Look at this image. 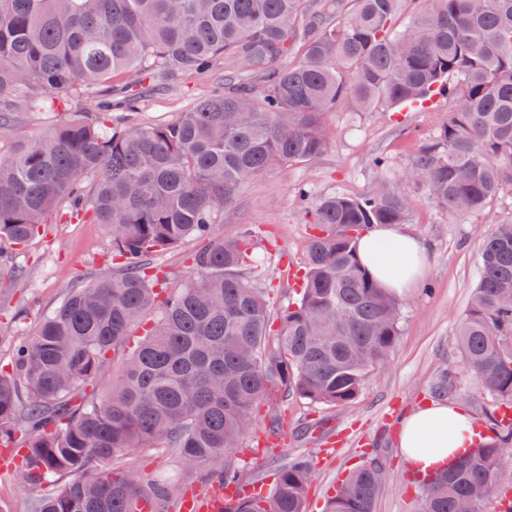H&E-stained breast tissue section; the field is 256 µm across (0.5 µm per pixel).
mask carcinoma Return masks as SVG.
Segmentation results:
<instances>
[{"label": "carcinoma", "instance_id": "obj_1", "mask_svg": "<svg viewBox=\"0 0 512 512\" xmlns=\"http://www.w3.org/2000/svg\"><path fill=\"white\" fill-rule=\"evenodd\" d=\"M344 19L308 0H0V240L24 247L46 224H103L121 272L74 288L0 372V450L33 490L31 512H161L121 460L172 449L184 470L232 488L224 512H305L313 463L273 465L264 490L236 461L256 407L293 396L353 402L400 334L398 299L360 262L357 242L402 224L412 199L380 179L358 197H321L298 298L270 320L251 232L211 235L256 177L310 162L329 146L323 115L451 102L439 137L408 177L462 218L512 191V0H427L400 31L404 0H354ZM299 60L282 64L296 46ZM224 59V89L163 124L118 127L75 112L112 79L160 83ZM45 119L15 134V115ZM187 239L186 282L170 286L153 255ZM480 277L458 325L473 378L499 402L489 432L455 464L415 481L420 512H457L498 494L512 457V216L482 242ZM161 307L121 364L111 356ZM442 370L432 392L448 395ZM381 468L357 465L326 512H374Z\"/></svg>", "mask_w": 512, "mask_h": 512}]
</instances>
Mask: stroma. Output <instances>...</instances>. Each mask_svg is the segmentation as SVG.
<instances>
[{
	"label": "stroma",
	"mask_w": 512,
	"mask_h": 512,
	"mask_svg": "<svg viewBox=\"0 0 512 512\" xmlns=\"http://www.w3.org/2000/svg\"><path fill=\"white\" fill-rule=\"evenodd\" d=\"M224 78L223 63L205 74L166 84L144 80L143 94L129 123H164L191 109ZM451 108L439 98L431 111L405 112L378 108L352 111L341 104L323 123L330 146L318 159L288 164L257 177L215 224L216 236L230 238L248 230L265 267L258 275L268 293L272 317L296 298L297 280L305 265L311 228L303 215L298 190L313 198L364 194L379 178L371 159L387 158L390 175L403 184L413 201L404 224L427 247L429 269L417 288L401 297V331L388 360L376 368L352 403L313 407L288 397L261 404L251 435L268 431L272 417L284 418L288 434L280 439L281 455H305L314 462L306 512H324L325 500L362 460L375 458L381 482L375 512H420V498L408 482L411 469L400 450L404 419L430 403V388L441 370L458 375L449 403L467 408L485 423L496 401L483 392L463 364L456 331L480 274V246L501 218L512 215V195L503 194L482 213L456 219L433 206L423 187L407 182L412 156L433 142ZM112 240L104 225L71 222L48 225L22 249L0 241V367L12 359L11 339L32 334L69 289L87 286L107 266ZM124 463L142 483L180 485L161 505L181 512L182 489L199 488V474L181 472L174 453L154 447L130 452ZM31 490L18 468L0 462V512H30Z\"/></svg>",
	"instance_id": "obj_1"
}]
</instances>
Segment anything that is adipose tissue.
Returning <instances> with one entry per match:
<instances>
[{
  "instance_id": "ef3b65f1",
  "label": "adipose tissue",
  "mask_w": 512,
  "mask_h": 512,
  "mask_svg": "<svg viewBox=\"0 0 512 512\" xmlns=\"http://www.w3.org/2000/svg\"><path fill=\"white\" fill-rule=\"evenodd\" d=\"M380 239L395 244L391 258H382L378 253L376 242ZM358 254L382 286L398 296L408 294L427 268V251L422 241L397 226L365 236L358 245ZM477 438L475 419L467 409L436 403L417 410L404 421L400 448L412 469L426 471L445 466L471 448Z\"/></svg>"
}]
</instances>
